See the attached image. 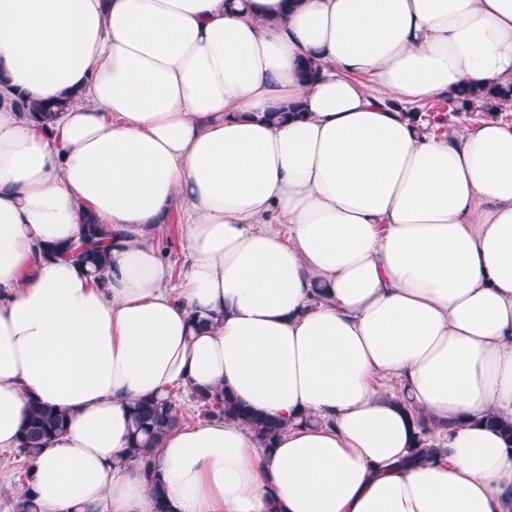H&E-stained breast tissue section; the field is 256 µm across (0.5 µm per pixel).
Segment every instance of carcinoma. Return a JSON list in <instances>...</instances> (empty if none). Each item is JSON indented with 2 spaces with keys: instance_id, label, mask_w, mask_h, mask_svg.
<instances>
[{
  "instance_id": "1",
  "label": "carcinoma",
  "mask_w": 512,
  "mask_h": 512,
  "mask_svg": "<svg viewBox=\"0 0 512 512\" xmlns=\"http://www.w3.org/2000/svg\"><path fill=\"white\" fill-rule=\"evenodd\" d=\"M512 101V84L507 86H490L486 88L459 89L456 95L458 103L451 115H444L438 120V128L443 129L450 122V117L463 112H481L486 116L498 114L501 106ZM72 104V99L63 96L47 103H20L22 109L39 116L43 123L52 122L58 113ZM104 225L89 215L86 217L83 238L76 247L54 244L50 250L54 252H72L77 261L98 272L109 260V244ZM193 399L199 404L206 417H228L239 421L254 432L260 443L272 447L276 438L281 434L284 423L267 415L258 413L240 404L229 392L217 390L211 393H197ZM133 429L126 451V461L138 466L147 486L154 498V512H171L169 505L160 491V477L155 468L153 452L161 439L178 419L173 396L162 399L140 400L130 407ZM65 414L39 403L30 406L27 418L22 428L18 453L26 458L36 456L41 448L53 437L62 433L67 427ZM419 429L418 444L410 457L423 459L430 457L436 449L426 445L430 426L428 418L421 414L416 419Z\"/></svg>"
}]
</instances>
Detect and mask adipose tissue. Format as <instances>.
<instances>
[{
	"label": "adipose tissue",
	"mask_w": 512,
	"mask_h": 512,
	"mask_svg": "<svg viewBox=\"0 0 512 512\" xmlns=\"http://www.w3.org/2000/svg\"><path fill=\"white\" fill-rule=\"evenodd\" d=\"M0 74V449L31 403L68 417L40 512H154L129 407L178 387L286 428L181 416L172 512H512V124L414 118L512 83V0H0ZM90 214L97 277L43 251ZM416 410L442 452L405 466ZM72 104V99L68 96L60 97L59 99L47 103L21 102L20 106L27 112H32L33 116H39L43 123L52 122L57 116L58 112H63ZM181 216L179 211L175 210L172 213L169 224H162L159 229V234L162 238V231L164 239L167 236L170 246V264L173 268L174 275H179L180 272L186 267L188 257L185 249L183 248L180 236ZM177 407L184 412L185 404L189 406V413L197 419L205 417H228L239 421L254 432L265 448H271L276 438L285 426L281 421L267 415L258 413L245 405L240 404L229 392L217 390L211 393H195L193 399L188 401L184 390L176 389Z\"/></svg>",
	"instance_id": "adipose-tissue-1"
}]
</instances>
